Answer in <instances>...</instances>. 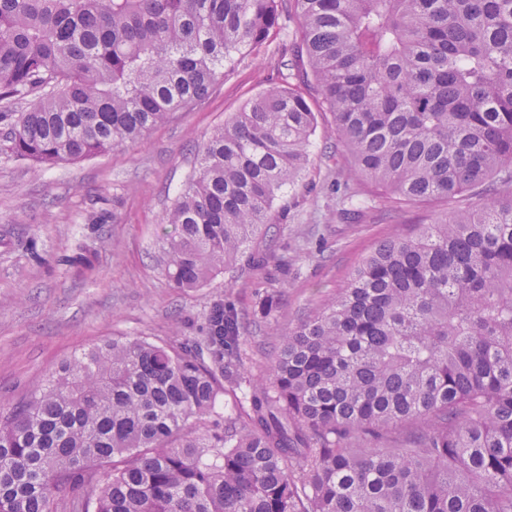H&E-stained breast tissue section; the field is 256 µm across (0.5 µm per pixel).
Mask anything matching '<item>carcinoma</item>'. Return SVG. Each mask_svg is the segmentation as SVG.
<instances>
[{
  "instance_id": "cac0c4a2",
  "label": "carcinoma",
  "mask_w": 512,
  "mask_h": 512,
  "mask_svg": "<svg viewBox=\"0 0 512 512\" xmlns=\"http://www.w3.org/2000/svg\"><path fill=\"white\" fill-rule=\"evenodd\" d=\"M292 2L360 191L483 198L375 247L263 380L222 297L192 341L75 356L0 410V512H512V0ZM281 18L279 0H0V102L36 97L0 112L6 150L42 166L136 143ZM315 127L288 84L209 134L163 218L171 287L244 254Z\"/></svg>"
}]
</instances>
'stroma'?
I'll list each match as a JSON object with an SVG mask.
<instances>
[{"instance_id": "1", "label": "stroma", "mask_w": 512, "mask_h": 512, "mask_svg": "<svg viewBox=\"0 0 512 512\" xmlns=\"http://www.w3.org/2000/svg\"><path fill=\"white\" fill-rule=\"evenodd\" d=\"M282 27L245 56L198 106L175 112L142 142L77 162L36 167L0 150V407L26 401L74 355L117 337L158 344L197 336L205 306L230 292L249 335L276 344V325L298 322L345 288L380 241L433 223L437 200L394 209L390 198L336 192L352 164L315 89L284 63L299 19L282 0ZM303 86L318 117L310 163L287 196L286 219L263 226L249 251L262 267L230 265L205 287L177 290L159 259L162 218L210 132L273 85ZM83 255L82 263L72 258ZM278 299L275 324L262 317Z\"/></svg>"}]
</instances>
